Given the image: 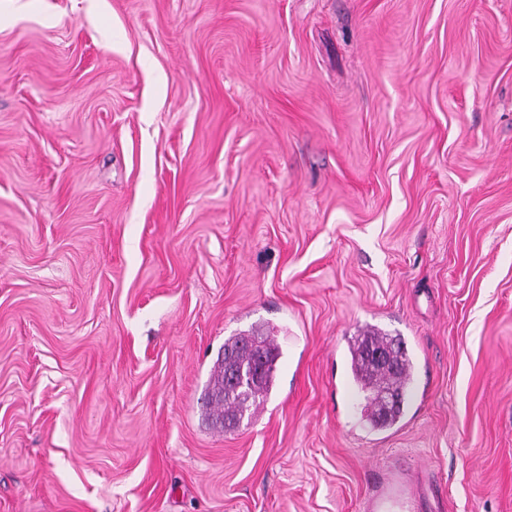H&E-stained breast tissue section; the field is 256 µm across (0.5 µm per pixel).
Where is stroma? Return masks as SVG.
<instances>
[{"label":"stroma","mask_w":512,"mask_h":512,"mask_svg":"<svg viewBox=\"0 0 512 512\" xmlns=\"http://www.w3.org/2000/svg\"><path fill=\"white\" fill-rule=\"evenodd\" d=\"M405 339L402 421L349 344ZM281 352L233 430L226 338ZM512 512V0H0V512ZM396 342L399 345L397 359L399 369L395 372L387 371L374 364L367 353L369 345L375 348H383L384 344ZM403 341L400 337L387 336L375 330H368L359 336L351 349L352 378L358 389L365 393V418L375 429H381L386 422L402 409L403 395L407 389L403 388V378L407 371V362ZM392 381L387 383L386 381ZM382 392L390 393L397 398L392 406L389 415L385 419L377 416L375 402Z\"/></svg>","instance_id":"obj_1"}]
</instances>
